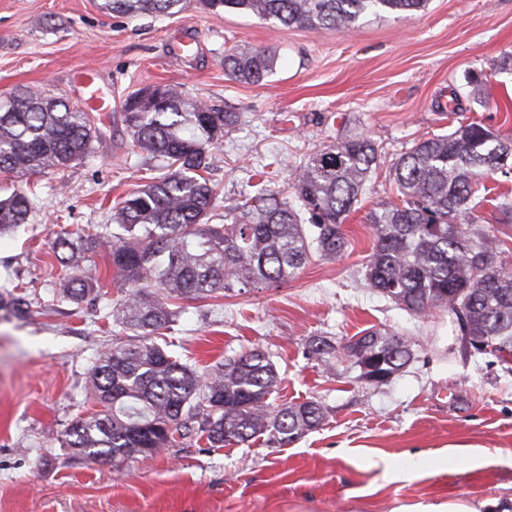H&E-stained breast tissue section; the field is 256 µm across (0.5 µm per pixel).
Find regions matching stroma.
<instances>
[{
    "mask_svg": "<svg viewBox=\"0 0 512 512\" xmlns=\"http://www.w3.org/2000/svg\"><path fill=\"white\" fill-rule=\"evenodd\" d=\"M96 3L0 0V102L38 89L80 103L73 77L96 67L119 102L162 83L238 113L211 147L212 223L271 160L280 166L269 188L285 197L294 169L349 130L381 157L342 226V254L312 258L277 287L188 301L175 333L182 359L200 369L253 348L273 354V404L318 401L323 424L281 447L260 437L217 450L193 436L119 468L61 445L93 357L122 330H106L97 307L54 300L63 271L50 244L59 227L112 223L114 204L166 162L135 153L117 109L89 157L38 175L0 173L1 197L36 191L29 224L0 246V286L14 284L23 299L0 309V512H424L451 501L512 512V371L464 355L446 312L409 315L365 279L367 215L396 198L395 158L447 130L451 97L460 117L512 137V0H431L406 18L315 31L195 5L128 19ZM188 36L201 54L171 60ZM242 41L282 64L258 84L228 80L224 51ZM370 327L411 340L414 359L390 382L359 379L341 354L325 369L307 351L309 337L340 347Z\"/></svg>",
    "mask_w": 512,
    "mask_h": 512,
    "instance_id": "stroma-1",
    "label": "stroma"
}]
</instances>
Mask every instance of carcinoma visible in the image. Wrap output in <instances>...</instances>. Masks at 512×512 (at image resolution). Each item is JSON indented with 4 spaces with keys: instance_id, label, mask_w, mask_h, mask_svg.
Here are the masks:
<instances>
[{
    "instance_id": "1",
    "label": "carcinoma",
    "mask_w": 512,
    "mask_h": 512,
    "mask_svg": "<svg viewBox=\"0 0 512 512\" xmlns=\"http://www.w3.org/2000/svg\"><path fill=\"white\" fill-rule=\"evenodd\" d=\"M205 9L253 15L285 27L349 29L365 18L409 16L429 0H198ZM188 0H103L99 8L126 18L170 16ZM276 55L247 43L224 53L232 81L256 84ZM124 122L138 152L172 160L175 168L119 201L109 225L61 231L51 250L68 271L59 300L74 305L107 296L83 273L88 254L108 250L113 284L124 296L107 301L103 318L128 331L92 362L87 398L97 410L76 417L63 446L89 461L119 467L154 455L197 431L209 447L244 444L259 435L285 446L319 427L326 413L314 400L272 407L278 372L270 354L254 348L206 371L172 351L171 333L196 299L219 290L279 286L315 255L334 257L345 247L342 224L364 195L375 143L352 131L299 168L286 198L259 188L209 223L216 187L204 176L215 163L208 147L224 137L237 114L194 101L175 85L157 84L129 95ZM101 117L61 97L28 90L0 104V171L31 175L87 157L101 136ZM398 202L370 211L374 246L365 265L369 286L409 314L448 312L463 347L476 355L512 348V271L504 243L479 226L474 189L478 177L512 175V140L478 121H459L443 134L421 139L391 166ZM32 201L24 192L0 199V239L28 223ZM154 278L166 301L140 288ZM359 378L388 382L412 358L405 336L366 329L351 339ZM309 353L326 365L336 345L308 340Z\"/></svg>"
}]
</instances>
